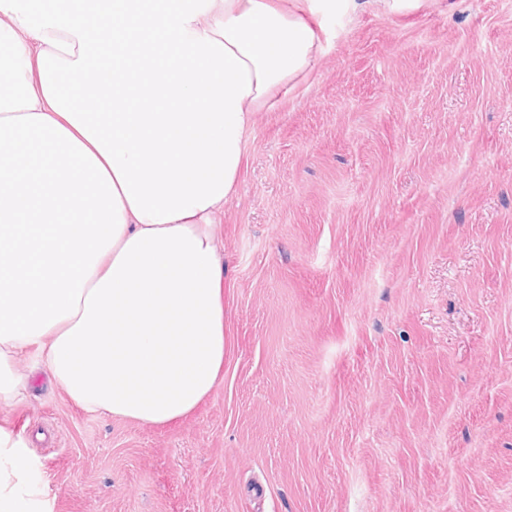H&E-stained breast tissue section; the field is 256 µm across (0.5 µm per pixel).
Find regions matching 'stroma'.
<instances>
[{
  "label": "stroma",
  "mask_w": 512,
  "mask_h": 512,
  "mask_svg": "<svg viewBox=\"0 0 512 512\" xmlns=\"http://www.w3.org/2000/svg\"><path fill=\"white\" fill-rule=\"evenodd\" d=\"M325 29L224 206L196 411L91 413L19 356L52 512H512V0Z\"/></svg>",
  "instance_id": "35a3bbf8"
}]
</instances>
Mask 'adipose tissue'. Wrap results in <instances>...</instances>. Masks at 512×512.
I'll use <instances>...</instances> for the list:
<instances>
[{"instance_id": "adipose-tissue-1", "label": "adipose tissue", "mask_w": 512, "mask_h": 512, "mask_svg": "<svg viewBox=\"0 0 512 512\" xmlns=\"http://www.w3.org/2000/svg\"><path fill=\"white\" fill-rule=\"evenodd\" d=\"M427 0H0V406L28 353L82 409L161 427L224 372L216 227L257 112L322 17ZM0 423V512H48Z\"/></svg>"}]
</instances>
